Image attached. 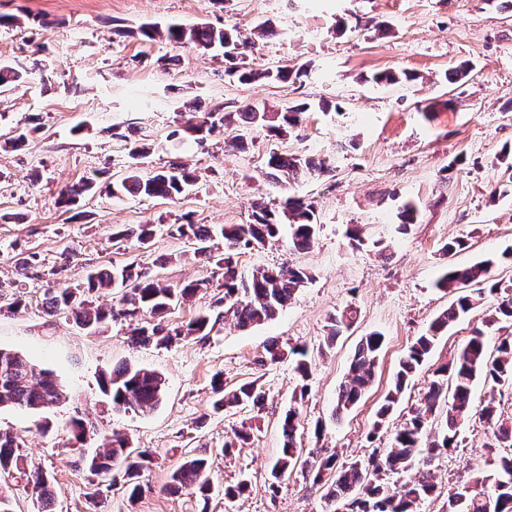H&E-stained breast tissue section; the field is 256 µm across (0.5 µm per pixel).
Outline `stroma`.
<instances>
[{
	"mask_svg": "<svg viewBox=\"0 0 512 512\" xmlns=\"http://www.w3.org/2000/svg\"><path fill=\"white\" fill-rule=\"evenodd\" d=\"M0 15L24 17L23 27L0 26V64L24 78L0 95V213L18 217L0 223V299L21 296L18 312H0V348L27 356L36 370L58 375L65 399L47 411L52 433L41 434L32 412L0 408V433L19 437L27 469L51 476L52 512H336L324 484L290 471L270 491V469L281 454L279 420L290 404L300 411L303 457L337 455L366 459L391 443L396 426L417 408L434 371L457 356L474 329L488 347L512 335V323L489 324L495 294L483 293L466 317L439 338L429 359L405 389L389 424L374 430L375 413L390 388L400 358L430 321L450 304L435 282L448 265L464 267L495 258L493 276L512 285V175L500 157L512 149V8L486 0H0ZM204 23L249 36L260 23L273 33L256 41L246 61L256 70L309 64L296 84L260 80L241 83L224 74V60L193 46L175 47L142 39V24ZM384 23L386 32L376 30ZM168 57L167 67L157 60ZM468 75L448 81L461 62ZM406 70L414 82L376 84L374 73ZM330 100L341 112L306 113L284 137L248 126L238 114L247 106L277 108ZM196 117L223 108L235 120L204 143L183 133L185 105ZM17 149L3 143L18 131ZM236 139L240 148H226ZM147 144L140 164L149 174L181 160L196 169L195 187L173 200L113 196L131 163L132 142ZM325 159L322 174L294 183L270 175V150ZM97 176L94 193L73 210L60 208L61 189ZM296 196L316 209L311 249L290 248L287 237L242 250L244 272L284 264L312 278L269 322L244 329L223 323L202 340L167 347L134 346L127 321L97 332L77 328L65 315L45 312L47 292L74 285L87 271L138 262L165 285L206 281V288L169 311L175 328L208 310L218 297L209 281L218 271L194 257L187 240L170 225L191 219L217 227L245 224L256 202L282 204ZM418 210L408 233L398 230L404 204ZM151 224L147 247L116 242L113 229ZM361 229L351 246L347 231ZM466 248L447 255L448 241ZM38 263L18 273L20 252ZM352 307L357 319L324 349L329 318ZM377 331L384 346L371 390L341 420L331 411L355 348ZM308 348V392L299 395L292 362H266L270 343ZM145 366L167 379L163 402L146 413L114 411L101 394L102 375L116 366ZM225 386L258 380L267 392L259 417L248 409L214 412L211 382ZM87 427L85 451L119 432L131 447L152 451L141 498L128 502L111 480L99 485L89 504V475L72 451V419ZM254 421L250 445L225 449L243 422ZM489 423L471 416L460 428L462 443L436 462L432 495L418 512H446L448 490L478 470L492 469L485 442ZM210 459L212 490L168 493L172 472L185 457ZM247 481L234 500L224 488Z\"/></svg>",
	"mask_w": 512,
	"mask_h": 512,
	"instance_id": "stroma-1",
	"label": "stroma"
}]
</instances>
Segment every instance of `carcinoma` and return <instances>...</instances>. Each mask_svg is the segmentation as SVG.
<instances>
[{
	"label": "carcinoma",
	"instance_id": "1",
	"mask_svg": "<svg viewBox=\"0 0 512 512\" xmlns=\"http://www.w3.org/2000/svg\"><path fill=\"white\" fill-rule=\"evenodd\" d=\"M147 41L163 38L177 46L193 45L204 51H219L226 63L225 74L235 77L241 83L263 79L284 84H294L308 76L303 64L286 69L254 71L239 65L244 53L228 54L225 47L247 48L253 45L250 40H242L238 35L224 29H215L205 24L184 26L172 24L164 28L156 24H146L139 29ZM22 78L21 73L8 65H0V94L8 91L11 83ZM412 82L416 76L407 71L383 72L373 76L377 84H394L400 81ZM308 103L289 105L276 112L267 106H250L240 113L243 121L265 128L268 132L283 136L304 120L310 111ZM228 116L222 112H210L203 122L187 120L186 129L201 135L213 134L224 126ZM132 159L126 175L112 185V195L128 193L133 196L152 198H175L184 193L197 180L196 171L189 165L172 161L168 167L150 176L140 175L137 161L144 158L138 147L129 151ZM268 166L275 177L285 182L298 177L320 172L324 162L302 154L269 153ZM95 180L88 178L63 189L56 204L72 207L79 198L91 192ZM288 225L290 246L295 250H306L314 243L316 218L314 207L302 198L289 197L283 207L277 210L271 206L256 203L251 219L247 224H225L219 229L206 225H172V232L196 242L194 254L201 255L222 271L224 295L214 302V310L203 313L186 324L167 329L160 319L170 309L208 287V281H189L171 287L161 284L134 264L121 268L92 270L83 282L75 286L56 289L46 299L49 315L68 313L81 328L103 329L115 319L114 308L92 306V295L103 288H120L119 309L124 317L134 319L149 313L159 319L157 323L137 325L131 330L130 341L135 345H170L183 338L203 339L215 325L228 318L240 328L260 325L273 319L279 310L287 305L294 293L302 288L311 276L303 269L281 267L279 269L257 270L249 275L242 272L236 259V251L242 247L264 245L276 239L282 225ZM224 240V251L215 253L210 245L214 234ZM153 235L152 225L141 224L138 232H117L114 238L136 237L139 247L146 246ZM495 261L491 258L476 261L466 267L450 266L435 282V287L457 293L455 301L430 323L425 333L418 336L399 361L391 389L377 410L375 427L383 426L409 380L423 365L432 352L438 338L461 317L476 307L477 299L466 292L472 286L491 284L490 291L498 292L500 287L491 283V272ZM354 310L345 309L330 318L329 333L325 338L327 347H332L336 339L349 330L354 321ZM512 321V296L506 295L498 303L488 323L498 320ZM384 344V336L370 333L361 338L354 352L349 372L341 383L332 417L340 418L354 406L372 385L379 356ZM267 360L280 362L288 356L297 357L296 371L301 379L309 376V366L305 360L307 349L293 346L286 348L277 342L266 347ZM485 377L496 384L512 382V336L500 339L496 353H489L483 333L474 332L458 356L434 372L428 390L420 406L392 433L391 446L380 455L366 460H353L337 463V456L331 454L316 460L301 459L298 444L299 410L290 407L281 421L283 438L282 454L271 470V477L278 481L288 470L301 466L302 471L313 476L318 483L331 472L335 473L328 487L327 497L335 503H342L346 512H417L418 504L435 490L433 473L427 470L434 455L453 451L458 447L459 427L471 413V393L474 381ZM100 391L110 397L112 408L117 411L149 412L162 402L166 391V378L162 373L145 368L120 365L102 377ZM212 409L218 413L226 408L243 406L262 411L267 401L266 391L253 380L244 382L232 389L224 388V381L214 379L212 386ZM63 397L59 379L51 372H36L34 364L24 355L12 350L0 349V407L12 406L28 411L44 410L54 406ZM445 406L443 431L440 438L422 448V437L430 424V418L439 406ZM481 418L494 423L493 442L488 448H498L495 469L476 473L471 480L460 484L448 493V512H512V420L502 418L497 413L494 402L489 401L480 409ZM253 425H241L233 431V439L226 447L243 448L252 437ZM126 437L114 432L104 443V449L84 457V467L92 476L91 492L88 498L96 502L99 495L96 480L116 479L121 475L122 487L128 499L133 501L142 493L140 479L153 462L151 453L129 450ZM20 445L12 435H0V474L17 471L38 491L42 503L40 512H47L51 504L50 477L40 470L21 469ZM171 493L182 490H195L208 497L211 490L208 478L207 459L195 456L186 459L171 475L166 487Z\"/></svg>",
	"mask_w": 512,
	"mask_h": 512
}]
</instances>
